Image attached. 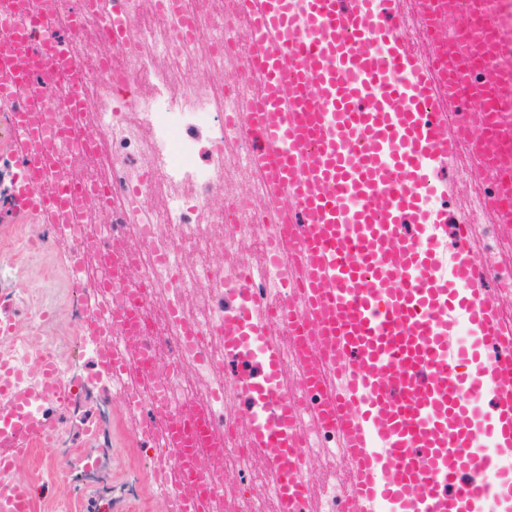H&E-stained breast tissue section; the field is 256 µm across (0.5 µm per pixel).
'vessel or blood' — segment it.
I'll list each match as a JSON object with an SVG mask.
<instances>
[{"mask_svg": "<svg viewBox=\"0 0 512 512\" xmlns=\"http://www.w3.org/2000/svg\"><path fill=\"white\" fill-rule=\"evenodd\" d=\"M429 17L432 49L416 53L399 0H236L223 23L245 26L238 79L257 80L243 113L225 124L254 144L253 158L279 204L287 236L271 256L288 264L283 298L268 306L247 274L224 294V371L240 407L234 428L279 489V512H306L311 468L300 412L314 405L351 468L337 512H473L512 491V472L489 482L492 462L512 455V320L493 276L477 262L465 216L424 208L447 196V167L471 159L480 183L512 185V100L491 95L512 72V0H414ZM103 38L129 47L120 7L104 14ZM40 44L0 13V103L29 150L16 180L19 210L64 222L88 195H43L39 180L61 169L63 130L52 113L32 121L38 102L18 90ZM39 112V111H38ZM497 223L512 224V193L485 202ZM448 242L452 267L438 270ZM470 329L456 340V314ZM128 307L84 324L100 342L98 363L124 365L109 326L153 353ZM287 333L307 368L295 390L283 383ZM17 331L15 302L0 293V338ZM73 397L60 360L0 350V512H42L44 487L20 476L37 448L56 442L58 412ZM142 435L164 431L159 454L189 484L173 512H199L224 494V444L205 415L157 399Z\"/></svg>", "mask_w": 512, "mask_h": 512, "instance_id": "obj_1", "label": "vessel or blood"}]
</instances>
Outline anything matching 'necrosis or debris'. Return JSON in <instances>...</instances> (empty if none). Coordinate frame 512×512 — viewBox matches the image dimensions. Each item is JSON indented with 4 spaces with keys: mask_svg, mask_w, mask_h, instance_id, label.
Wrapping results in <instances>:
<instances>
[{
    "mask_svg": "<svg viewBox=\"0 0 512 512\" xmlns=\"http://www.w3.org/2000/svg\"><path fill=\"white\" fill-rule=\"evenodd\" d=\"M124 10L134 19V49L120 62L136 90L131 107L114 105L112 83L97 70L89 72L84 84L85 96L101 103L96 112L59 110V103L70 95V71H62L48 87L34 72L24 83L44 111H57L66 131L95 132L90 143L78 148V162L65 181L50 171L42 175L43 193L55 194L65 185L106 196L103 202L72 210L63 224L51 228L50 238L70 243L93 240L110 249L106 255L88 250L79 261L76 278L92 289L79 307L83 318H100L122 301V293L106 291L103 285L112 278L113 256L127 258L137 274L136 305L143 332L157 339L160 348H173L178 359V373L162 367L149 371L143 369L139 352H127L129 373L106 377L113 397L134 393L146 405L161 395L173 408L201 410L221 429L225 466L248 472L253 460L231 428L235 416L227 407L234 395L220 364L224 291L233 285L234 270L210 261L208 254L213 242L220 240L225 253L237 258L255 237L267 242L287 228L279 224L264 192L249 142L224 124L226 113L241 108L244 94L232 93L224 84L185 77L190 70L233 76L240 66L233 51L238 38L213 21L200 0H179L169 20L138 18L137 0H125ZM183 17L196 22L193 39L176 37ZM242 177L250 192L228 232L223 208L212 204L214 191ZM130 238L140 243L132 252L126 247ZM188 325L194 335H185ZM300 424L312 461L340 460L336 434L320 428L313 411L304 410Z\"/></svg>",
    "mask_w": 512,
    "mask_h": 512,
    "instance_id": "4bbe7bcc",
    "label": "necrosis or debris"
}]
</instances>
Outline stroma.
I'll use <instances>...</instances> for the list:
<instances>
[{
    "label": "stroma",
    "instance_id": "35a3bbf8",
    "mask_svg": "<svg viewBox=\"0 0 512 512\" xmlns=\"http://www.w3.org/2000/svg\"><path fill=\"white\" fill-rule=\"evenodd\" d=\"M12 202L0 204V289L34 296L48 311L35 342L70 365L80 381L72 403L60 416L61 435L41 456L62 463L50 471L24 464L22 476L52 484L44 512H168L151 496L149 464L140 452L138 419L126 413L100 380V368L80 347L76 294L62 272L69 247L47 249L44 224L15 216ZM94 460L83 468L81 457Z\"/></svg>",
    "mask_w": 512,
    "mask_h": 512
}]
</instances>
